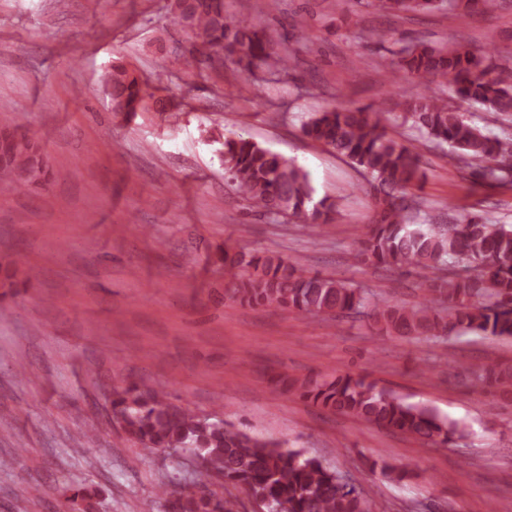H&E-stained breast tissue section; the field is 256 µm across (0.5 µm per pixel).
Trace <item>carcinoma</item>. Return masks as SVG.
Segmentation results:
<instances>
[{
    "label": "carcinoma",
    "instance_id": "1",
    "mask_svg": "<svg viewBox=\"0 0 512 512\" xmlns=\"http://www.w3.org/2000/svg\"><path fill=\"white\" fill-rule=\"evenodd\" d=\"M505 0H369L377 10L400 15L431 12L446 6L495 11ZM180 26L190 22L200 47L179 55L183 65L206 64L210 53L232 60L243 73L264 68L288 71L290 56L273 51L274 37L224 12V0H193L173 15ZM493 48L472 50L415 44L391 63L399 73L428 84L438 78L455 97L493 115L512 112V68L490 62ZM111 100L136 114L147 93L127 70H112ZM405 121L419 136L450 147L457 167L474 169L490 185H512V138L501 139L469 123L464 113L431 91L403 99ZM382 105L326 108L303 124V135L347 159L369 176L375 219L362 240L361 253L378 266L433 273L422 301L407 307L384 297L368 296L347 282L320 273L304 275L280 255L265 254L248 262L224 244V269L233 274V295L242 303L267 306L300 316L366 314L378 330L398 336L445 339L462 332L512 337V226L489 223L467 213L455 224H431L413 215V190L426 172L419 146L399 141L383 124ZM224 170L252 209L274 221L295 218L322 233L335 222L336 201L315 197L308 174L294 161L243 137L224 139ZM43 174L36 144L0 133V177L22 190ZM467 275H437L448 262ZM476 381L488 387L512 382V371L487 367ZM313 405L330 413L410 435L433 446L462 437L458 424L434 410L411 404L361 376L283 381ZM112 417L126 438L148 452L173 449L198 459L202 476H216L239 487L267 512H371L364 492L317 456L289 450L272 439L234 425L212 421L188 406L172 403L160 390L132 383L112 391ZM178 495L179 512H238L239 504L216 493L199 495L166 486Z\"/></svg>",
    "mask_w": 512,
    "mask_h": 512
}]
</instances>
